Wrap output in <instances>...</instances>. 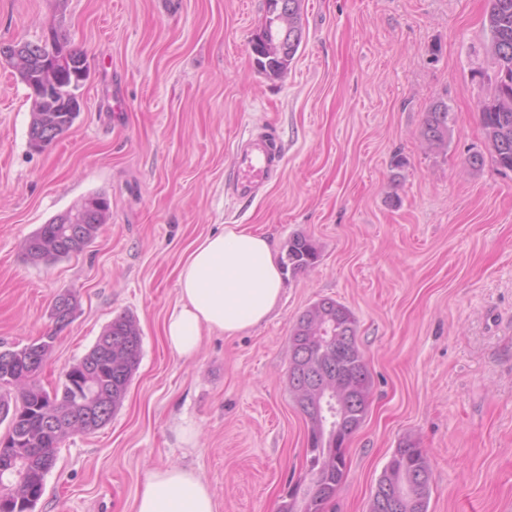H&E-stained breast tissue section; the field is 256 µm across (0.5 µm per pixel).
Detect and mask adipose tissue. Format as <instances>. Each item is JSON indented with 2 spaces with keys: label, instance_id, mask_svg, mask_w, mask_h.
<instances>
[{
  "label": "adipose tissue",
  "instance_id": "1",
  "mask_svg": "<svg viewBox=\"0 0 512 512\" xmlns=\"http://www.w3.org/2000/svg\"><path fill=\"white\" fill-rule=\"evenodd\" d=\"M179 299L162 333L179 357H194L204 331L233 336L266 322L283 293V276L268 238L230 224L193 245L177 271ZM135 512H216L214 494L195 470L151 471Z\"/></svg>",
  "mask_w": 512,
  "mask_h": 512
}]
</instances>
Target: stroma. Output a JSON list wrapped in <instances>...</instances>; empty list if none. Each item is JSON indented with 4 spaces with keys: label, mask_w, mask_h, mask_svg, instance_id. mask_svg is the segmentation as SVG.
<instances>
[{
    "label": "stroma",
    "mask_w": 512,
    "mask_h": 512,
    "mask_svg": "<svg viewBox=\"0 0 512 512\" xmlns=\"http://www.w3.org/2000/svg\"><path fill=\"white\" fill-rule=\"evenodd\" d=\"M487 6L303 0L302 44L269 78L251 50L265 0H0V44L57 32L88 69L78 118L38 152L28 91L0 63V349L56 331L35 377L49 390L115 316H134L142 333L122 404L56 448L35 512H133L148 473L171 464L204 476L217 512H278L307 446L290 331L326 297L354 313L372 375L329 512H369L405 440L430 458L428 512H512V171L465 167L486 150ZM439 99L452 135L429 151L420 130ZM267 128L282 167L239 199L227 185L234 147ZM96 192L111 217L84 251L26 261L33 231ZM227 224L265 234L280 257L305 234L320 258L284 272L266 323L208 334L185 360L161 331L177 269ZM67 290L78 306L59 330L52 307Z\"/></svg>",
    "instance_id": "1"
}]
</instances>
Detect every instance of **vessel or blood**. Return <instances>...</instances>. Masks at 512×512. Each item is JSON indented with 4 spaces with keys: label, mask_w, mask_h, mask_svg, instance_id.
I'll return each mask as SVG.
<instances>
[{
    "label": "vessel or blood",
    "mask_w": 512,
    "mask_h": 512,
    "mask_svg": "<svg viewBox=\"0 0 512 512\" xmlns=\"http://www.w3.org/2000/svg\"><path fill=\"white\" fill-rule=\"evenodd\" d=\"M282 160L280 144L273 133L264 132L241 140L235 150L232 191L247 199L270 181Z\"/></svg>",
    "instance_id": "obj_1"
}]
</instances>
